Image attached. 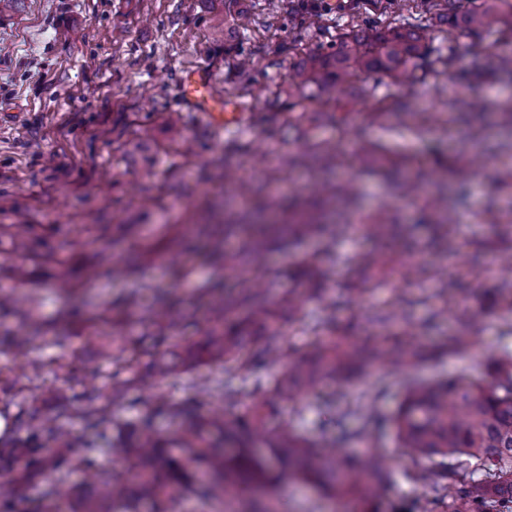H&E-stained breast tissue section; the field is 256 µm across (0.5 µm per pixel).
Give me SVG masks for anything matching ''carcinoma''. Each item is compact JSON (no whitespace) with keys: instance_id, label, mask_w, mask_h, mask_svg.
<instances>
[{"instance_id":"1","label":"carcinoma","mask_w":512,"mask_h":512,"mask_svg":"<svg viewBox=\"0 0 512 512\" xmlns=\"http://www.w3.org/2000/svg\"><path fill=\"white\" fill-rule=\"evenodd\" d=\"M454 3L455 0H448V24L473 33L497 19L503 6L512 14V0H483L480 6L460 12L453 10ZM224 17L241 28L251 23L248 12L237 7V0H228L224 5ZM422 55L421 36L416 30L365 22L347 33L336 50L307 54L295 73L294 84L338 85L361 73H381L399 82ZM474 162L473 157L462 158L445 166L443 176L452 177L461 190ZM303 163L333 170L341 165L342 157L337 149L324 145L307 155ZM224 182L240 195L252 194L251 185L227 166ZM400 187L405 197L421 201L422 208L430 213L434 240H448V225L454 222L448 199L420 195L418 184L410 179ZM324 191L347 207L356 204L358 189L349 180L329 185ZM244 226L252 234L239 250L214 252V256L223 258L224 270L233 271L244 264L248 271L242 294L248 306L246 315L236 313V301L226 300L224 306L215 309L206 330L204 345L210 355L224 359V377L198 384L196 396L185 401H174L157 392L148 394L139 401L144 411L139 421L119 415L126 404L128 382L122 374L138 358L135 338L96 337L98 355L116 366L110 381L99 385L97 370L81 369L74 354L50 362L37 356L36 351L43 345H60L62 341L49 335L50 328L38 321L35 302L18 309L0 295V310L9 311L18 319L20 329L8 338V346L26 360L30 383L40 387L47 369L70 377L83 373L80 392L70 396L52 389L45 392V400L53 402L50 408L29 405L24 388L10 386L12 398L16 399L17 412L11 416L16 440L6 443L0 439V464L12 466L19 460L21 465L11 471L8 481L0 483V512H18L17 506L27 502L36 504L30 512H61L58 501L65 498L68 512H140L144 504L151 505L153 512H180L179 505L185 497L222 506L225 497L240 489L262 493L284 476L307 482L332 500L354 503L362 512H378L387 463L376 450L368 448L351 457L338 450L336 440L313 443L288 421L269 429L267 409L276 399L309 394L323 381L346 378L367 365L409 371L418 365L423 349L416 344L415 333L410 329L402 330L389 344L353 341L349 328L336 325L334 304L325 300L326 316L313 326L318 338L312 351L300 359L290 357L278 311L285 308L295 312L304 296H320L327 253L310 254L294 271L306 293L288 291L272 300L268 296L272 276L266 266L265 243L280 234L297 240L318 236L333 242L349 225L327 224L318 218L267 224L252 211L235 222L219 225L212 233L225 242ZM366 229L377 237L411 231L406 224H389L377 218L368 219ZM11 237L13 250L25 254L29 249L26 227L13 226ZM359 265L380 279L401 269L407 280L435 281L438 288L424 300L441 298L445 308L448 294L456 286L434 268L381 250L363 254ZM95 319L123 327L147 324L156 331L157 345L167 351L179 347L175 331L180 316L168 304L147 310L135 321L107 311ZM286 356L288 369L279 377L270 383L261 378L255 380L256 399L246 416L228 418L222 406L205 418L193 413L195 406L214 398L234 403V381L240 374ZM160 414L181 420L174 441L186 450L187 456L173 455L170 444L152 427V418ZM75 422L91 435L82 444L86 452L77 459L71 456V426ZM393 422L399 447L418 464L409 475L423 488L418 512H512V351L492 360L485 379L462 376L447 382H412ZM108 430L112 431V438L106 451L126 463L120 477H107L94 458L103 449L98 438ZM261 446L270 450L269 457L255 453V448ZM472 458L482 461L485 473L479 475L477 470L469 469ZM74 465L82 466L87 473L88 492L71 493L62 490L58 482H41L46 472L61 475Z\"/></svg>"}]
</instances>
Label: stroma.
I'll list each match as a JSON object with an SVG mask.
<instances>
[{"label": "stroma", "mask_w": 512, "mask_h": 512, "mask_svg": "<svg viewBox=\"0 0 512 512\" xmlns=\"http://www.w3.org/2000/svg\"><path fill=\"white\" fill-rule=\"evenodd\" d=\"M327 2L317 11L320 26L312 28L302 0H281L274 12L266 0H240L251 13L245 31L225 23L224 0H17L12 10L0 12V113L8 115L0 122V225H28L37 253L27 261V280L15 281L19 258L7 237H0V293L22 304L35 301L41 321L65 337V347L43 346V358L77 348L82 365L110 374L111 364L99 359L91 339L93 312L114 309L129 294L144 305L170 300L182 317L180 336L200 345L214 303L240 289L238 276L207 258L208 241L194 230L224 221L209 205L228 195L225 166L258 189L268 213L284 224L292 212L316 210L320 202L314 191L320 175L300 158L322 142L351 153L344 175L363 193L364 216L382 212L413 227L405 241L356 232L332 245L324 286L326 298L336 302L337 322L352 325L358 340L384 335L370 318L393 293L403 294L402 313L429 350L417 371L424 379L482 376L489 358L512 350V309L491 295L512 275L490 266L494 256L512 253V227L485 217L487 209L512 207V192L498 188L512 143L501 117L504 104L512 102V82L502 80L498 59L512 56V23L496 20L476 35L452 31L426 0H391L389 20L416 27L427 48L409 82L373 73L335 87L309 85L289 93L306 54L335 50L354 14L379 18L373 0ZM201 64L214 69V90L225 104H244L248 110L220 135L193 113L179 112L178 130L170 132L167 115L178 112L180 78ZM473 69L483 72L480 83L466 80ZM414 105L425 109V117L414 127L401 125L396 113ZM476 131L485 152L463 195L451 199L456 224L444 245L434 241L423 210L398 206V183L373 173V160L357 151L364 141L407 156L427 184L435 177L436 158L467 155ZM189 142L194 152H185ZM168 224L188 230L172 239L164 232ZM159 240L185 259L190 276L175 275L162 255L146 251V243ZM382 245L436 264L452 251L476 261L484 274L458 289L445 313L438 302L419 303L420 288L401 278L372 282L369 293L355 297L350 286L358 278L357 254ZM313 247L307 240L269 249L274 293L296 288L292 273ZM47 253L66 257V265L44 261ZM116 260L135 261V278L113 280ZM90 269L96 285L82 291L84 304L75 306L56 281L83 279ZM476 304L483 305L484 314L469 332L457 311ZM321 314L314 300L298 312L282 313L293 355L311 348L310 326ZM134 333L142 354L133 371L136 382L127 390L130 405L121 411L132 420L141 416L135 402L152 386V365L162 352L152 328L138 326ZM452 334L468 336L473 344L468 354L448 351ZM223 375V360H194L162 388L184 399L192 396L193 383ZM407 378L402 371L385 375L370 366L353 378L335 411L310 395L279 400L268 423L291 420L299 433L318 440L357 430L363 414H373L372 446L392 460L379 510L409 512L422 489L408 477L412 465L397 446L391 422ZM276 494L287 499L291 512L345 508L298 481L281 484Z\"/></svg>", "instance_id": "1"}]
</instances>
